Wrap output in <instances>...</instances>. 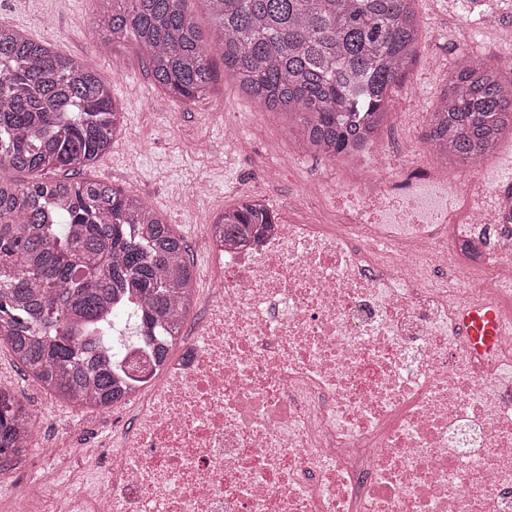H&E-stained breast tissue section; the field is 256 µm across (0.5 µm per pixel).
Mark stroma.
<instances>
[{"mask_svg":"<svg viewBox=\"0 0 512 512\" xmlns=\"http://www.w3.org/2000/svg\"><path fill=\"white\" fill-rule=\"evenodd\" d=\"M459 4L460 0H418L421 36L416 62L392 97L382 136L422 139L440 93L462 58L477 59L497 68L503 77H512V43L503 42L494 29L462 37L467 23ZM94 19V0H0V20L55 51L76 57L110 81L125 114V130L84 175L111 183L163 213L187 243L198 290H205L211 279V264L201 244L205 226L243 194L263 198L276 211L307 196L312 208L320 211L324 205L313 193L329 172H336L339 191L351 189L350 164L341 159L328 166L310 163L290 134L285 115L252 108L225 74L217 46L206 47L216 71L212 89L196 103L183 106L153 88L133 38L125 39L123 68L114 73L109 51L92 41ZM230 124L244 131L255 125L263 135L219 157L198 153L200 140L223 143L224 128ZM268 165L278 169L272 184L262 175ZM200 180L206 184L205 193L184 196V185ZM0 375L8 377L13 392L34 416L43 447H54L64 433L79 441L91 428L110 432L109 419L77 411L25 377L4 347L0 348Z\"/></svg>","mask_w":512,"mask_h":512,"instance_id":"obj_1","label":"stroma"}]
</instances>
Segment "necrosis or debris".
<instances>
[{"mask_svg": "<svg viewBox=\"0 0 512 512\" xmlns=\"http://www.w3.org/2000/svg\"><path fill=\"white\" fill-rule=\"evenodd\" d=\"M371 145L356 188L320 194L335 221L276 217L249 240L208 236L201 310L131 381L122 442L57 450L0 512H512V185L455 183ZM494 300L493 359L455 330Z\"/></svg>", "mask_w": 512, "mask_h": 512, "instance_id": "4bbe7bcc", "label": "necrosis or debris"}]
</instances>
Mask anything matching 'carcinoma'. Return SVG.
<instances>
[{"instance_id": "1", "label": "carcinoma", "mask_w": 512, "mask_h": 512, "mask_svg": "<svg viewBox=\"0 0 512 512\" xmlns=\"http://www.w3.org/2000/svg\"><path fill=\"white\" fill-rule=\"evenodd\" d=\"M224 67L264 111H281L313 153L352 157L387 121L415 61L417 0H203ZM185 0H112L98 39L131 34L154 85L191 105L215 79ZM124 130L111 86L76 58L0 21V171L77 172ZM512 132V79L458 63L425 141L472 165ZM270 210L227 207L215 233L244 239ZM184 238L142 200L98 180H0V345L14 364L75 408L128 393L115 369L127 345L160 327L174 336L193 304ZM35 424L0 387V459L27 451Z\"/></svg>"}]
</instances>
